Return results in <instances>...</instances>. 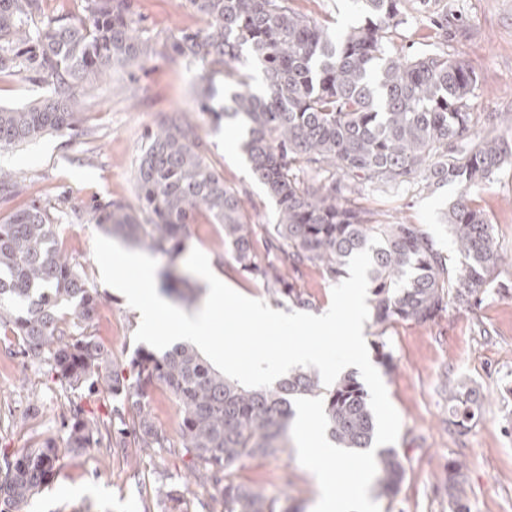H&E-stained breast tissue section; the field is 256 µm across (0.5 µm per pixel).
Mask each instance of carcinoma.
Masks as SVG:
<instances>
[{
	"label": "carcinoma",
	"mask_w": 512,
	"mask_h": 512,
	"mask_svg": "<svg viewBox=\"0 0 512 512\" xmlns=\"http://www.w3.org/2000/svg\"><path fill=\"white\" fill-rule=\"evenodd\" d=\"M364 22L344 34L298 13L288 0H187L206 21L181 29L167 46L171 61L198 63V111L212 122H238L253 176L276 209L265 245L295 270L315 266L334 282L347 275L349 259L366 248L374 324L426 323L449 305L469 307L477 293L494 287L501 255L493 226L472 197L512 162V139L493 134L497 112H472L476 73L441 52L402 56L388 45L402 0H354ZM42 0H0V74L21 69L49 86L48 94L22 108L0 107V147L27 143L45 133L78 134L83 94L112 71L156 54L139 34L132 0H86L87 18H48L36 30ZM257 61L259 89L245 80L219 96L224 66ZM201 126L174 110L148 136L135 172L139 208L110 201L96 223L141 248L176 256L187 246L188 226L204 216L224 228V242L240 269L305 307L310 299L273 263L253 249V228L240 193L224 184L206 160ZM341 179H336V175ZM423 188L455 184L459 198L444 213L460 255L451 266L434 240L415 224H374L365 209L341 200L363 184ZM58 217L32 205L0 224V330L17 337L24 353L49 366L71 390L99 388L116 402L112 421L93 423L70 410L65 447L42 439L28 448L0 450V512H29L54 480L66 454L91 448L124 459L166 449L206 468L224 512H293L288 496L269 497L237 483L233 469L275 454L288 436L292 404L320 397L327 433L341 448L374 445L376 421L363 386L345 376L329 387L319 373L298 367L269 387L250 388L210 366L192 346L176 344L158 354L144 347L124 365L95 337L80 330L94 315L97 296L78 265L62 250ZM379 236L378 246L370 245ZM73 306L75 321L61 314ZM167 389L181 407L179 443L159 429L146 405L148 390ZM458 425L478 403L476 390L448 383ZM377 486L397 491L404 477L398 451H376ZM463 463H448L454 512H469L458 490ZM175 486L155 489L143 512H188Z\"/></svg>",
	"instance_id": "cac0c4a2"
}]
</instances>
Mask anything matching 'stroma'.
<instances>
[{"label":"stroma","mask_w":512,"mask_h":512,"mask_svg":"<svg viewBox=\"0 0 512 512\" xmlns=\"http://www.w3.org/2000/svg\"><path fill=\"white\" fill-rule=\"evenodd\" d=\"M290 5L334 32L361 22L353 0H290ZM133 10L143 37L160 45L177 29L204 25L185 0H133ZM389 38L405 55L442 51L465 60L479 79L471 111L512 117V0H403L402 22ZM199 71V64L175 65L155 55L89 89L82 135L49 133L0 148V168L10 171L18 184L17 193H0V222L32 204L57 208L63 247L97 295L89 331L122 362L130 361L139 347L134 339L139 318L101 280L94 256V238L100 233L94 208L112 200L136 205L135 170L146 135L165 112L195 111ZM47 91L46 84L27 72L1 75L0 107L27 105ZM199 123L207 157L225 184L242 195L256 227V255L266 261L263 227L274 223L275 207L251 174L241 129L231 121L213 126L205 116ZM459 192L455 185L408 193L362 184L350 199L372 210L374 223L417 225L455 265L459 256L444 213ZM474 204L492 224L499 252L511 256L512 163L475 196ZM188 233V248L210 257L228 286L293 311L287 297L272 293L238 267L224 243L222 225L202 218ZM277 264L289 282L309 295L313 312H320L331 296L332 282L315 267L294 272L285 259ZM497 281L498 291L481 294L479 303L448 306L427 323L396 322L383 329L366 321V342L381 336L392 350V368L381 378L401 418L395 446L405 467L397 493L381 497V512H453L443 481L444 467L452 459L464 463L459 488L470 512H512L511 263L499 267ZM452 379L476 389L481 399L462 427L450 412L447 383ZM76 405L94 422L111 416L112 404L102 395L62 388L46 365L23 354L14 336L0 335V448L63 437L62 417ZM189 467L188 459L163 451L128 463L96 451L67 458L33 512H72L83 503L91 512H142L143 501L160 483L185 486L187 498L212 503V484L201 479L185 483ZM234 476L270 496L287 491L295 512H313L319 494L315 475L290 450L245 463Z\"/></svg>","instance_id":"stroma-1"}]
</instances>
